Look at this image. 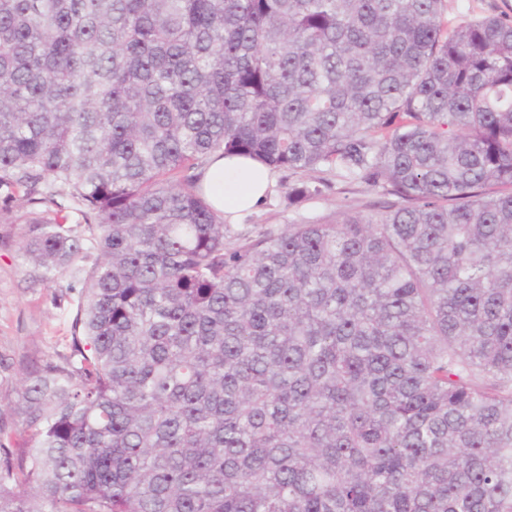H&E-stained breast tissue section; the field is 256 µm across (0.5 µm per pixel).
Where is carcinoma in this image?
Here are the masks:
<instances>
[{"mask_svg":"<svg viewBox=\"0 0 512 512\" xmlns=\"http://www.w3.org/2000/svg\"><path fill=\"white\" fill-rule=\"evenodd\" d=\"M446 13L0 0V223L84 280L0 512H512V21ZM216 153L402 203L230 243Z\"/></svg>","mask_w":512,"mask_h":512,"instance_id":"carcinoma-1","label":"carcinoma"}]
</instances>
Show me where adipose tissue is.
I'll use <instances>...</instances> for the list:
<instances>
[{"mask_svg":"<svg viewBox=\"0 0 512 512\" xmlns=\"http://www.w3.org/2000/svg\"><path fill=\"white\" fill-rule=\"evenodd\" d=\"M199 185L216 211L236 216L260 208L269 181L260 162L249 157L217 154L203 170Z\"/></svg>","mask_w":512,"mask_h":512,"instance_id":"1","label":"adipose tissue"}]
</instances>
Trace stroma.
<instances>
[{
	"label": "stroma",
	"mask_w": 512,
	"mask_h": 512,
	"mask_svg": "<svg viewBox=\"0 0 512 512\" xmlns=\"http://www.w3.org/2000/svg\"><path fill=\"white\" fill-rule=\"evenodd\" d=\"M307 179L324 181L322 195L293 204L288 190L296 175L276 173L265 203L232 222V234L253 236L264 228L281 230L307 220L335 224L351 213H382L397 201L383 189L329 172H311ZM12 210L14 223L0 224V432L21 446L26 436L16 407L22 381L33 367L58 362L60 355L68 353L82 284L66 277L48 285L36 280L33 265L20 256L30 208L17 200Z\"/></svg>",
	"instance_id": "35a3bbf8"
}]
</instances>
